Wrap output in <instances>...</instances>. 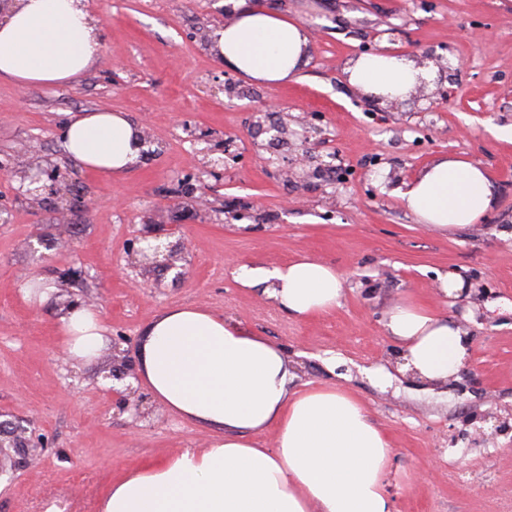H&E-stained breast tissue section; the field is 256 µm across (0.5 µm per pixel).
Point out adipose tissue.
I'll return each mask as SVG.
<instances>
[{"instance_id": "adipose-tissue-1", "label": "adipose tissue", "mask_w": 512, "mask_h": 512, "mask_svg": "<svg viewBox=\"0 0 512 512\" xmlns=\"http://www.w3.org/2000/svg\"><path fill=\"white\" fill-rule=\"evenodd\" d=\"M240 13L214 34L224 65L277 86L305 65L310 39L301 24L260 0H239ZM101 28L84 0H12L0 15V80L52 88L79 79L98 62ZM367 95L404 99L432 68L383 51L347 68ZM127 113L91 110L62 125L68 156L110 176L125 173L145 149ZM401 197L426 228L445 232L474 224L496 203L493 183L478 164L442 157L406 183ZM240 282L298 319L339 305L345 281L304 256L267 269L242 265ZM38 305L58 306L69 359L91 362L107 343L97 313L60 307V289L43 282L25 289ZM398 348L399 372L428 386L447 381L470 355L461 328L427 308L403 301L381 320ZM148 391L169 410L221 430L209 447L188 448L113 483L102 512H392L388 494L394 450L385 431L349 391L308 385L292 389L293 366L273 342L196 306L164 310L145 328L137 353ZM270 428L272 446L254 440Z\"/></svg>"}]
</instances>
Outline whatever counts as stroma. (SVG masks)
<instances>
[{"mask_svg":"<svg viewBox=\"0 0 512 512\" xmlns=\"http://www.w3.org/2000/svg\"><path fill=\"white\" fill-rule=\"evenodd\" d=\"M264 2L310 35L299 76L275 87L212 51L235 0H87L105 36L92 70L53 88L0 81V418L47 442L0 465V512H101L113 482L218 436L151 398L147 420L113 407L111 350L88 364L62 355L54 309L22 286L67 267L80 276L63 300L95 310L130 353L163 310L202 306L279 345L292 389L348 390L391 438L394 512H512V141L501 135L512 127V0ZM383 47L446 74L402 100L371 99L347 67ZM94 109L127 113L150 136L121 177L63 149L68 115ZM441 156L479 163L497 197L448 234L418 224L397 194ZM34 164L69 169L89 210L31 206L20 175ZM148 225L184 243L187 278L135 283L128 253ZM43 235L71 247L46 248ZM303 255L345 279L329 313L294 319L237 279L240 265ZM446 273L464 281L460 298L439 296ZM404 300L463 329L468 371L431 390L372 377L395 363L381 319Z\"/></svg>","mask_w":512,"mask_h":512,"instance_id":"stroma-1","label":"stroma"}]
</instances>
